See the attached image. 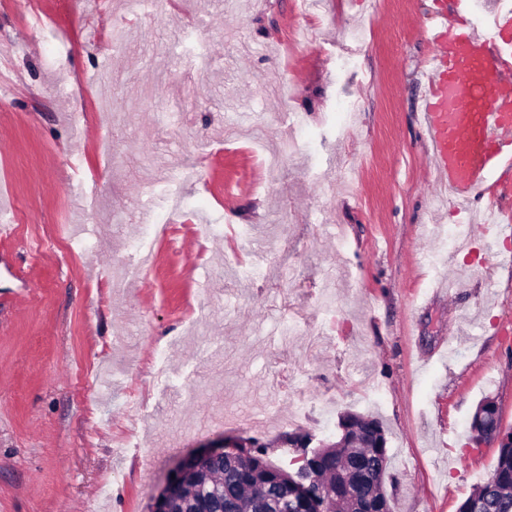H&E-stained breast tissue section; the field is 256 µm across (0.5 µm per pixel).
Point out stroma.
<instances>
[{"label":"stroma","mask_w":512,"mask_h":512,"mask_svg":"<svg viewBox=\"0 0 512 512\" xmlns=\"http://www.w3.org/2000/svg\"><path fill=\"white\" fill-rule=\"evenodd\" d=\"M438 2L321 0L303 18L295 0H0L17 211L0 512H149L200 443L332 439L348 411L384 425L395 512H457L487 480L498 447L469 425L488 397L512 427V226L483 238L477 216L512 197L432 204L418 31ZM184 218L221 230L189 238ZM75 224L92 254L68 249ZM451 224L464 255L424 235ZM228 259L240 273L217 277Z\"/></svg>","instance_id":"stroma-1"}]
</instances>
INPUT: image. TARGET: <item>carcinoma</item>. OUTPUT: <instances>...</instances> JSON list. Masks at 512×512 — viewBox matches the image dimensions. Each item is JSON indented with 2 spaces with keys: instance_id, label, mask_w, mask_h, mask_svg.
Listing matches in <instances>:
<instances>
[{
  "instance_id": "obj_1",
  "label": "carcinoma",
  "mask_w": 512,
  "mask_h": 512,
  "mask_svg": "<svg viewBox=\"0 0 512 512\" xmlns=\"http://www.w3.org/2000/svg\"><path fill=\"white\" fill-rule=\"evenodd\" d=\"M338 438L350 448H319L313 435H284L286 460L268 458L270 446L252 441L224 462L191 470L175 480L166 512H195L206 503L212 512H278L276 504L289 499L294 488L312 498L336 499L337 512H394L385 489L389 461L381 422L349 412L338 422ZM458 512H512V444L498 448L493 472L458 508Z\"/></svg>"
}]
</instances>
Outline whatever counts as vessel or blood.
<instances>
[{"mask_svg": "<svg viewBox=\"0 0 512 512\" xmlns=\"http://www.w3.org/2000/svg\"><path fill=\"white\" fill-rule=\"evenodd\" d=\"M512 8L493 0L485 24L454 26L446 12L420 32L431 47L421 112L432 168L456 197L481 192L492 171L512 158V71L500 61Z\"/></svg>", "mask_w": 512, "mask_h": 512, "instance_id": "vessel-or-blood-1", "label": "vessel or blood"}]
</instances>
